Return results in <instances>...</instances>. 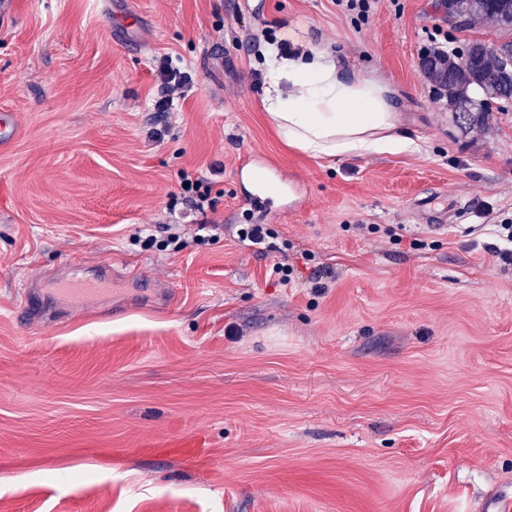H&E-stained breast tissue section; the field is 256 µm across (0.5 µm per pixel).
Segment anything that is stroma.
I'll return each instance as SVG.
<instances>
[{"instance_id":"obj_1","label":"stroma","mask_w":512,"mask_h":512,"mask_svg":"<svg viewBox=\"0 0 512 512\" xmlns=\"http://www.w3.org/2000/svg\"><path fill=\"white\" fill-rule=\"evenodd\" d=\"M0 21V512H485L512 500V99L418 65L493 44L439 0H13ZM386 85L412 150L312 158L262 106L270 40ZM192 77L153 107L157 59ZM160 139H153V132ZM184 170L213 211H171ZM447 208L448 226L413 222ZM224 224L164 249L168 224ZM273 231L263 247L240 225ZM153 225L158 243L135 237ZM367 232H360V225ZM423 240L412 249V239ZM293 269L289 284L273 270ZM111 271L86 306L24 296ZM331 273L326 292L311 286ZM158 437L169 448L153 447ZM199 438L201 450L182 447ZM498 239L499 243H490L486 246V250L492 254L496 261L504 268L512 266V225L499 224Z\"/></svg>"}]
</instances>
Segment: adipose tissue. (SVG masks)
Returning a JSON list of instances; mask_svg holds the SVG:
<instances>
[{"label": "adipose tissue", "mask_w": 512, "mask_h": 512, "mask_svg": "<svg viewBox=\"0 0 512 512\" xmlns=\"http://www.w3.org/2000/svg\"><path fill=\"white\" fill-rule=\"evenodd\" d=\"M262 103L279 136L313 158L413 147L397 131L388 88L341 75L328 52L309 43L284 57L269 53Z\"/></svg>", "instance_id": "obj_1"}]
</instances>
